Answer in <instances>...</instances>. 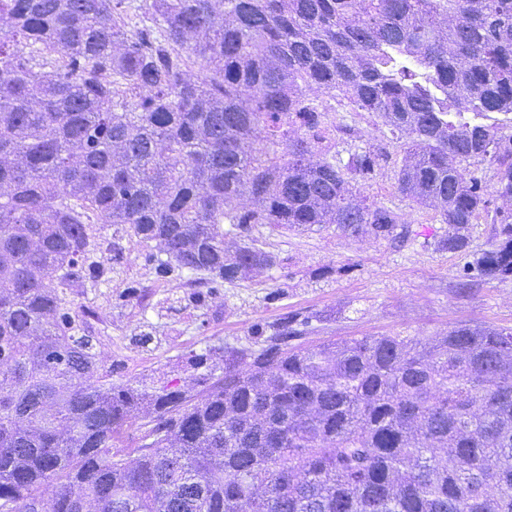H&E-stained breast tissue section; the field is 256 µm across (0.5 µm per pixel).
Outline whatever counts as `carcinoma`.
<instances>
[{
    "label": "carcinoma",
    "mask_w": 512,
    "mask_h": 512,
    "mask_svg": "<svg viewBox=\"0 0 512 512\" xmlns=\"http://www.w3.org/2000/svg\"><path fill=\"white\" fill-rule=\"evenodd\" d=\"M336 89L407 138L397 192L438 252L469 248L495 166L463 272L512 278V0H0V512H512V328L308 346L286 313L222 367L191 354L195 394L115 384L75 334L68 290L127 237L206 285L276 265L226 247L255 224L404 242L354 192L385 147L332 152ZM476 174L478 176H481L482 180L485 181V183L487 184V190L489 193L491 204L489 214L485 211H481L474 220V224H471V242L469 247L470 254L479 253L489 248L494 234V224H491L493 210L497 206H501V200L496 197L495 193H493V186L495 182L493 176L494 166L489 164L488 162H485L484 164L478 166Z\"/></svg>",
    "instance_id": "carcinoma-1"
}]
</instances>
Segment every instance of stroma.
<instances>
[{
	"mask_svg": "<svg viewBox=\"0 0 512 512\" xmlns=\"http://www.w3.org/2000/svg\"><path fill=\"white\" fill-rule=\"evenodd\" d=\"M330 118L340 127L336 149L385 145L389 161L360 191L391 206L411 235L400 247L370 237L353 239L325 228L304 232L252 228L280 265L234 285H198L195 276L161 277L152 246L124 241L121 265L96 286L76 288L69 307L87 327L116 384L151 388L159 378L191 383L188 353L225 345L245 347L256 325L296 311L312 319L309 338L430 337L457 324L512 327V279L465 282L464 255L434 251L445 231L438 214L397 192L404 145L382 119L346 105Z\"/></svg>",
	"mask_w": 512,
	"mask_h": 512,
	"instance_id": "stroma-1",
	"label": "stroma"
}]
</instances>
